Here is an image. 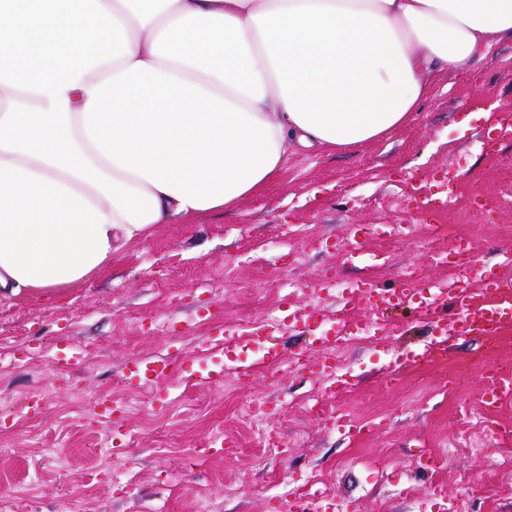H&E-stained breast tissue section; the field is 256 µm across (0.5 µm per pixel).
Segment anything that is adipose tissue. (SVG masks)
Listing matches in <instances>:
<instances>
[{
    "instance_id": "ef3b65f1",
    "label": "adipose tissue",
    "mask_w": 512,
    "mask_h": 512,
    "mask_svg": "<svg viewBox=\"0 0 512 512\" xmlns=\"http://www.w3.org/2000/svg\"><path fill=\"white\" fill-rule=\"evenodd\" d=\"M512 0H0V301L402 126Z\"/></svg>"
}]
</instances>
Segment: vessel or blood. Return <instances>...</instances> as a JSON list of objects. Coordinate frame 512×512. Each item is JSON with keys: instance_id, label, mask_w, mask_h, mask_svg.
Listing matches in <instances>:
<instances>
[{"instance_id": "vessel-or-blood-1", "label": "vessel or blood", "mask_w": 512, "mask_h": 512, "mask_svg": "<svg viewBox=\"0 0 512 512\" xmlns=\"http://www.w3.org/2000/svg\"><path fill=\"white\" fill-rule=\"evenodd\" d=\"M447 302L457 311L456 322L462 333L495 336L503 321L512 319V281L493 280L477 291L454 287L431 297L407 279L401 280L396 289L382 291L369 279L360 277L349 281L338 297L335 327H326L322 309L317 305L297 309L280 321V328L297 332L304 341L292 359H285L279 337L266 326L257 325L246 332L219 326L194 341L193 350L199 359L206 361V368L186 370L171 356L138 358L124 364L122 378L135 387H155L174 375L185 373L206 385H220L229 378L239 381L252 377L256 366L241 359L240 353L256 347L262 351L260 363L265 364L270 374L289 369L335 381L339 378L336 350L360 330L359 325L351 321V313L356 306L366 303L376 309L383 304L392 307L416 305L422 315L434 324L437 336L441 337L448 333L440 314ZM487 381V391L493 399L512 395V374L494 370Z\"/></svg>"}]
</instances>
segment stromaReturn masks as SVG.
<instances>
[{
	"label": "stroma",
	"instance_id": "obj_1",
	"mask_svg": "<svg viewBox=\"0 0 512 512\" xmlns=\"http://www.w3.org/2000/svg\"><path fill=\"white\" fill-rule=\"evenodd\" d=\"M512 40L495 43L463 73L443 74L420 112L358 147L290 154L260 193L229 211L155 225L95 277L56 298L0 302V500L17 512H274L322 491L339 512H512V399L485 406L481 339L450 333L445 352L404 359L432 341L411 306L372 313L377 337L357 336L338 356L346 382L328 400L360 428L348 438L311 415L324 381L285 372L246 383L203 385L176 377L163 398L122 384L131 359L171 354L189 362L193 343L216 323L248 328L290 308L321 305L361 272L395 287L419 265L427 288H472L512 275ZM457 200L451 233L478 252L473 275L437 260L434 231L415 217L426 187ZM385 263L372 256L387 237ZM362 247L357 269L333 243ZM330 278L329 293L309 284ZM73 345L81 364L53 370L50 355ZM31 350L24 369L10 353ZM400 380L388 383L391 374ZM43 397L39 411L24 399ZM263 411L260 425L248 417ZM210 439L226 456L183 465Z\"/></svg>",
	"mask_w": 512,
	"mask_h": 512
}]
</instances>
